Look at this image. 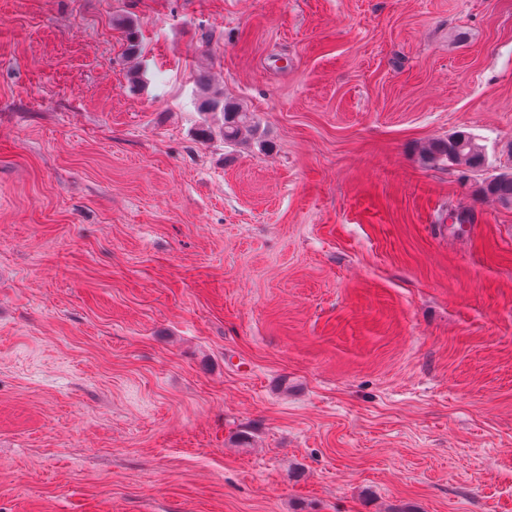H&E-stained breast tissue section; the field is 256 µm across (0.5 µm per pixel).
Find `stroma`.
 <instances>
[{"mask_svg":"<svg viewBox=\"0 0 512 512\" xmlns=\"http://www.w3.org/2000/svg\"><path fill=\"white\" fill-rule=\"evenodd\" d=\"M510 169L512 0H0V512H512ZM198 113L201 123L198 134L201 139H207L212 134L210 119L217 117L218 132L224 139V144L237 146L242 144L245 135H254L259 128L252 112H249L241 103L230 98L202 97L198 102ZM455 142H448L453 136L432 141L426 149L427 160L432 163H448L467 168H478L483 164L480 147L464 132L454 133Z\"/></svg>","mask_w":512,"mask_h":512,"instance_id":"1","label":"stroma"}]
</instances>
